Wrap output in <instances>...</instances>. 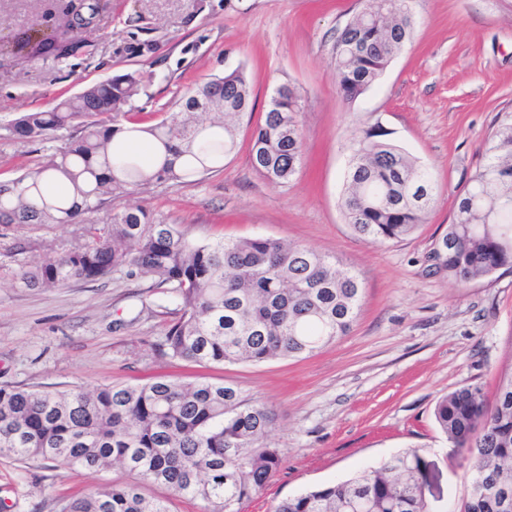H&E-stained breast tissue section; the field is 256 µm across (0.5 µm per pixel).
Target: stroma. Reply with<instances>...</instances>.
Masks as SVG:
<instances>
[{"instance_id":"stroma-1","label":"stroma","mask_w":512,"mask_h":512,"mask_svg":"<svg viewBox=\"0 0 512 512\" xmlns=\"http://www.w3.org/2000/svg\"><path fill=\"white\" fill-rule=\"evenodd\" d=\"M92 53L60 66L0 55V179L33 167L41 143L9 136L19 113L48 110L85 85L135 72L127 106L150 125L196 85L243 69L252 113L238 122L223 164L185 183L106 200L140 205L191 240L275 237L336 257L357 273L361 309L350 331L304 359L171 367L154 352L175 307L145 306V282L119 274L60 288H21L13 273L75 240L71 225L0 224V386L55 390L143 384L158 376L239 387L277 416L269 436L285 461L241 512L346 478L410 448L429 463L439 512H459L469 468L433 417L441 397L479 384L494 404L512 371V273L460 284L433 259L458 194L485 162L489 136L512 114V0H411V39L355 101L338 89L333 46L360 0H102ZM45 0H0V31H26ZM151 40L154 53L137 54ZM300 92L302 159L284 186L250 162L253 128L279 85ZM378 126L428 167L437 201L400 241L368 242L346 223L341 198L355 140ZM40 460L0 458V512H60L69 495L127 482Z\"/></svg>"}]
</instances>
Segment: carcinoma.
<instances>
[{
	"instance_id": "1",
	"label": "carcinoma",
	"mask_w": 512,
	"mask_h": 512,
	"mask_svg": "<svg viewBox=\"0 0 512 512\" xmlns=\"http://www.w3.org/2000/svg\"><path fill=\"white\" fill-rule=\"evenodd\" d=\"M359 13L333 47L339 91L353 101L380 80L410 39L409 0H360ZM96 0L62 12L71 35L51 56L62 64L89 54L82 33L95 28ZM134 72L88 84L48 111L23 112L9 135L65 146L36 167L0 181V224H79L82 242L15 274L24 288H59L109 274L148 283L180 306L156 344L159 356L200 366L302 359L346 335L361 307L358 276L339 260L272 237L191 242L135 206L94 222L104 197L161 183L187 182L218 167L236 145L235 118L251 109L241 69L209 80L148 127H130L124 107L138 92ZM299 91L277 87L251 135L253 169L274 186L298 171ZM152 137L144 161L113 142L123 132ZM368 131L353 146L341 201L353 231L383 244L411 235L433 204L428 168ZM486 161L458 196L437 253L448 278L466 283L512 270V118L487 142ZM56 175L55 190L45 176ZM433 415L470 462L460 512H512V372L500 377L496 403L482 386L442 397ZM276 414L237 386L162 376L141 385L65 391L0 387V456L100 471L119 466L166 489L146 498L139 482L112 483L75 496L61 512H171L190 497L208 512H239L280 469L284 453L268 444ZM422 449L280 501L273 512H435L421 491Z\"/></svg>"
}]
</instances>
